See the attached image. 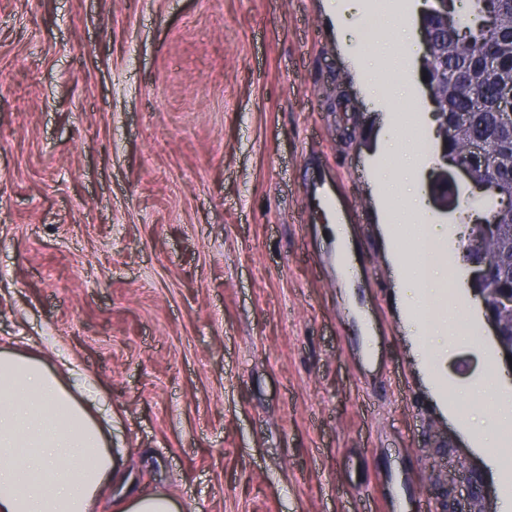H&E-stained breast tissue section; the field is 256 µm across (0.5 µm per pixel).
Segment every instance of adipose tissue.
<instances>
[{
    "label": "adipose tissue",
    "instance_id": "adipose-tissue-1",
    "mask_svg": "<svg viewBox=\"0 0 512 512\" xmlns=\"http://www.w3.org/2000/svg\"><path fill=\"white\" fill-rule=\"evenodd\" d=\"M383 48L392 53L400 94L413 93V69L394 56L395 46L413 43L410 17L391 13L382 23ZM382 155L395 157L392 168L377 167L375 179L382 189L381 204L396 223L426 227L431 239L449 237L445 225L429 219L419 192L420 156L415 146L394 136L383 143ZM395 263L407 271L404 299L420 346H432L436 355L447 351L459 325H476L478 308L471 303L461 281L448 273L460 267L455 255L438 257L420 266L412 251L395 249ZM452 291L454 305L447 318L427 314L430 304ZM435 393H447L445 413L458 427L473 435L475 449L502 483L512 482L497 447L504 430L512 428V387L495 372H488L473 390H465L436 373ZM84 383L65 381L43 357L12 349L0 350V512H96L116 474V460L103 424L87 406ZM480 399L488 410L473 416L460 410L462 402Z\"/></svg>",
    "mask_w": 512,
    "mask_h": 512
}]
</instances>
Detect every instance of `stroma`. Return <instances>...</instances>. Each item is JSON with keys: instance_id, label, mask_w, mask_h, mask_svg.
<instances>
[{"instance_id": "obj_1", "label": "stroma", "mask_w": 512, "mask_h": 512, "mask_svg": "<svg viewBox=\"0 0 512 512\" xmlns=\"http://www.w3.org/2000/svg\"><path fill=\"white\" fill-rule=\"evenodd\" d=\"M397 0H0V347L61 350L100 394L123 489L181 512H376L392 474L458 512L505 492L431 407L388 286L386 220L368 176L390 133L431 122L379 69L356 82L367 22ZM366 214L353 273L330 277L329 224L297 220L310 162ZM372 317L370 350L359 314ZM446 374L504 371L487 323Z\"/></svg>"}]
</instances>
